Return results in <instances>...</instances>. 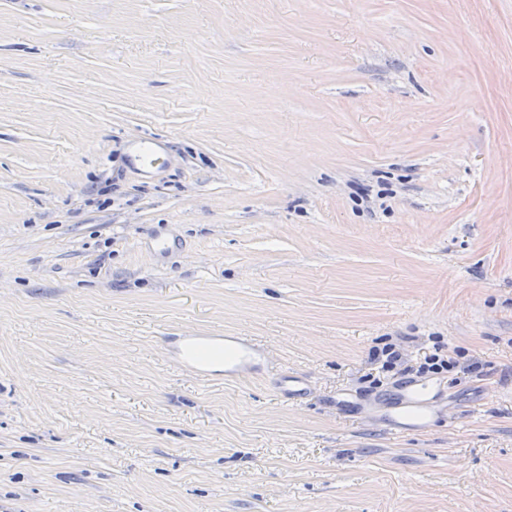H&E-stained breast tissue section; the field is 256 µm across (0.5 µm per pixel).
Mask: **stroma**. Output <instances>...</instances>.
Instances as JSON below:
<instances>
[{
    "label": "stroma",
    "mask_w": 512,
    "mask_h": 512,
    "mask_svg": "<svg viewBox=\"0 0 512 512\" xmlns=\"http://www.w3.org/2000/svg\"><path fill=\"white\" fill-rule=\"evenodd\" d=\"M0 512H512V0H0ZM210 338L211 336H189L191 342L188 343L184 354V362L188 364L190 373L205 380L212 376L207 362L208 349L204 345ZM458 362L448 356V348H445L440 341L433 344V350L424 357V362L420 363L417 371L420 373L440 374L448 372L454 368Z\"/></svg>",
    "instance_id": "obj_1"
}]
</instances>
